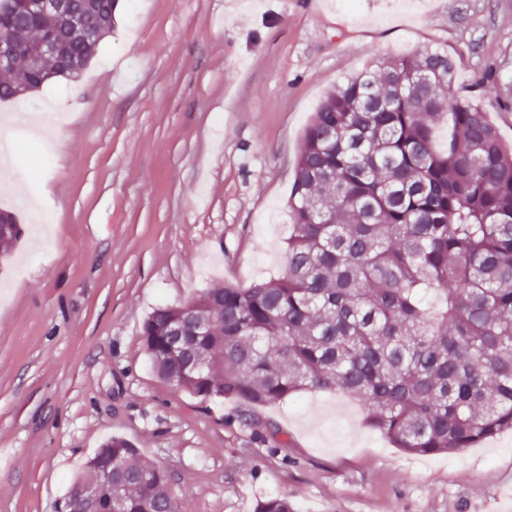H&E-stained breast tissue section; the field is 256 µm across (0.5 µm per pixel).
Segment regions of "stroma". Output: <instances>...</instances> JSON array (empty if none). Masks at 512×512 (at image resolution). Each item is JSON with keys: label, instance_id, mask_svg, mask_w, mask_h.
I'll list each match as a JSON object with an SVG mask.
<instances>
[{"label": "stroma", "instance_id": "stroma-1", "mask_svg": "<svg viewBox=\"0 0 512 512\" xmlns=\"http://www.w3.org/2000/svg\"><path fill=\"white\" fill-rule=\"evenodd\" d=\"M124 3L77 81L0 103V208L27 229L0 261V512H56L112 436L166 471L182 512L272 494L296 512H512V432L409 455L346 397L202 401L140 336L158 305L280 275L302 132L372 54L442 47L449 96L512 142V0Z\"/></svg>", "mask_w": 512, "mask_h": 512}]
</instances>
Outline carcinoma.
Instances as JSON below:
<instances>
[{"instance_id":"obj_1","label":"carcinoma","mask_w":512,"mask_h":512,"mask_svg":"<svg viewBox=\"0 0 512 512\" xmlns=\"http://www.w3.org/2000/svg\"><path fill=\"white\" fill-rule=\"evenodd\" d=\"M120 0H71L83 28L53 24L63 56L0 67V101L75 81L112 36ZM44 32L0 0V45ZM436 45L377 58L330 90L308 122L288 196L282 274L155 307L141 327L159 378L203 400L260 406L347 395L396 448L440 455L512 432V149L472 100L448 97ZM448 139L436 145V130ZM24 228L0 211V259ZM183 328L180 350L169 336ZM92 485L80 502L77 484ZM182 512L167 476L111 437L58 512ZM255 512H295L286 496Z\"/></svg>"}]
</instances>
